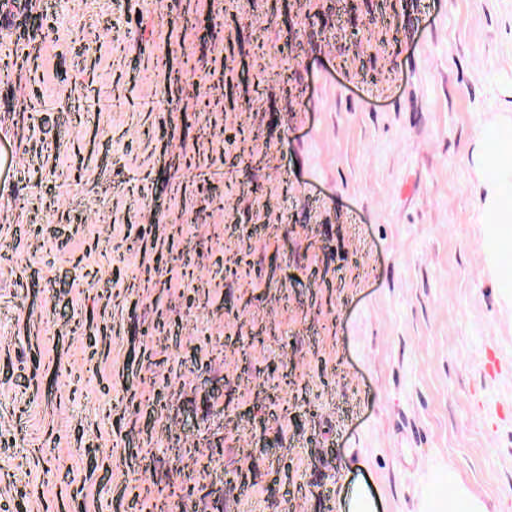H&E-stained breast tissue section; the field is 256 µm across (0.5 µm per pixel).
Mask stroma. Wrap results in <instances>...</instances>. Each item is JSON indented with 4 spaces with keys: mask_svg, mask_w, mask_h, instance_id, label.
I'll return each mask as SVG.
<instances>
[{
    "mask_svg": "<svg viewBox=\"0 0 512 512\" xmlns=\"http://www.w3.org/2000/svg\"><path fill=\"white\" fill-rule=\"evenodd\" d=\"M508 109L512 0H0V512H512ZM511 124L510 112L499 113L476 134L471 154L481 223L495 242L512 237V139L501 134ZM425 512H488L486 505L472 496L465 488L459 487L456 493L447 498L432 495L424 506Z\"/></svg>",
    "mask_w": 512,
    "mask_h": 512,
    "instance_id": "35a3bbf8",
    "label": "stroma"
}]
</instances>
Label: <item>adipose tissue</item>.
Listing matches in <instances>:
<instances>
[{"instance_id": "adipose-tissue-1", "label": "adipose tissue", "mask_w": 512, "mask_h": 512, "mask_svg": "<svg viewBox=\"0 0 512 512\" xmlns=\"http://www.w3.org/2000/svg\"><path fill=\"white\" fill-rule=\"evenodd\" d=\"M511 124V113H499L476 134L472 150L480 219L495 242L512 237V139L501 133Z\"/></svg>"}]
</instances>
